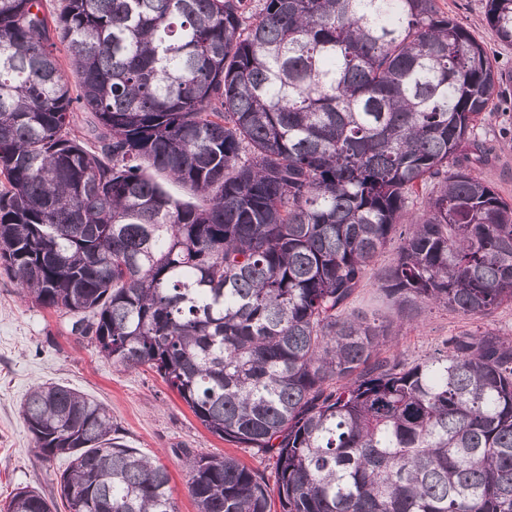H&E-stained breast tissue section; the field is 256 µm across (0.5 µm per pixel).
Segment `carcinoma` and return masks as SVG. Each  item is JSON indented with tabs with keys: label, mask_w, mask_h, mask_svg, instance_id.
Wrapping results in <instances>:
<instances>
[{
	"label": "carcinoma",
	"mask_w": 512,
	"mask_h": 512,
	"mask_svg": "<svg viewBox=\"0 0 512 512\" xmlns=\"http://www.w3.org/2000/svg\"><path fill=\"white\" fill-rule=\"evenodd\" d=\"M485 12L511 45L512 0ZM502 85L437 0H0V268L273 461L271 486L186 456L197 512H512V336L407 365L346 312L422 189L385 298L512 302V203L460 164ZM22 413L68 466L57 495L23 488L0 512H178L102 403L42 384Z\"/></svg>",
	"instance_id": "cac0c4a2"
}]
</instances>
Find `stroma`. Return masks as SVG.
Returning <instances> with one entry per match:
<instances>
[{
	"instance_id": "35a3bbf8",
	"label": "stroma",
	"mask_w": 512,
	"mask_h": 512,
	"mask_svg": "<svg viewBox=\"0 0 512 512\" xmlns=\"http://www.w3.org/2000/svg\"><path fill=\"white\" fill-rule=\"evenodd\" d=\"M481 41L495 66L507 77L506 101L497 103L484 124V163L471 173L501 197L512 200V46L501 44L485 20V0H437ZM395 245L372 260L351 307L383 322L391 340L385 358L418 363L461 333L492 330L512 335V303L472 318L442 305H425L411 319L400 318L380 293L379 279L392 264ZM59 383L104 403L124 443L166 466L179 512H197L187 488L186 453L232 455L264 477L272 463L253 450L209 433L187 405L147 368L118 369L108 364L90 338L71 332L70 317L21 299L15 284L0 272V504L19 489L51 493L66 468L65 459L43 461L27 430L22 404L31 387Z\"/></svg>"
}]
</instances>
